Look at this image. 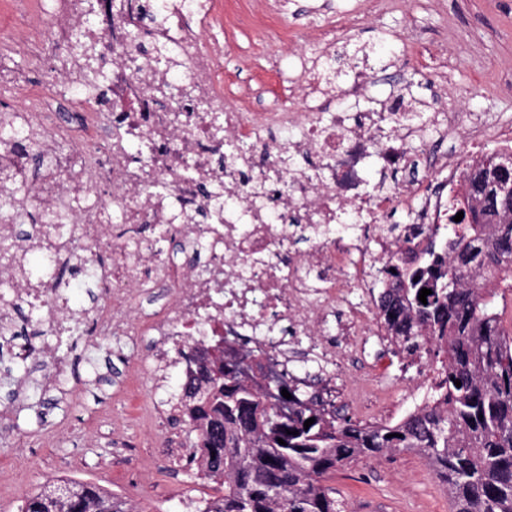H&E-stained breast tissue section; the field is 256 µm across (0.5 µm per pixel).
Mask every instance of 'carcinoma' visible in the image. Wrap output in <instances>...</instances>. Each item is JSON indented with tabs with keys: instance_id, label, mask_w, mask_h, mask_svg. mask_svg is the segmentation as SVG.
<instances>
[{
	"instance_id": "cac0c4a2",
	"label": "carcinoma",
	"mask_w": 512,
	"mask_h": 512,
	"mask_svg": "<svg viewBox=\"0 0 512 512\" xmlns=\"http://www.w3.org/2000/svg\"><path fill=\"white\" fill-rule=\"evenodd\" d=\"M74 59L84 77L95 73L96 44L80 33ZM507 157L512 153L471 166L472 180ZM38 199L30 185L13 191L9 203L51 218L56 229L67 224L68 205L51 209ZM480 199L464 191L470 223L448 227L440 244L439 228L430 229L423 251L377 270L384 337L394 355L421 354L431 366L432 405L393 424L330 417L295 395L286 412L268 402L260 411L261 394L241 379L230 351L219 346L218 360L195 366L210 380L184 383L176 410L196 433L193 463L224 486L205 500V512H347L328 479L358 462L408 451L422 455L448 487L453 512H512V334L495 308L504 296L500 274L512 272V216ZM423 288L432 291L425 304L418 299ZM310 418L315 422L304 427ZM273 486L281 489L277 497ZM55 488L28 495L20 512H129L126 500L95 484L64 478Z\"/></svg>"
}]
</instances>
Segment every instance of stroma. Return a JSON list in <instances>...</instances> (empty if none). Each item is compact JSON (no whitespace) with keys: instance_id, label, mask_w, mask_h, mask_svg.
Masks as SVG:
<instances>
[{"instance_id":"obj_1","label":"stroma","mask_w":512,"mask_h":512,"mask_svg":"<svg viewBox=\"0 0 512 512\" xmlns=\"http://www.w3.org/2000/svg\"><path fill=\"white\" fill-rule=\"evenodd\" d=\"M245 26L221 25L208 16L203 38L224 43L226 103L249 102L266 111L274 83L259 57L272 42L274 20L303 37L302 51L282 47L277 66L307 61L314 86L332 95L324 65L345 76L357 68L387 70L417 105L435 91L461 102L464 116L512 123V0H223ZM51 0H0V53L28 75V90L0 89V102L21 101L45 87L47 63L36 62L28 42H54L38 13ZM370 47L364 61L349 57ZM38 335L14 341L12 380L23 383L19 407L0 427V512H18L25 497L60 478L90 482L124 497L135 512H193L196 501L215 496L217 484L189 459L195 433L176 421L182 395V358L169 352L155 374L127 386L130 370L152 356L151 340L126 336L69 339V370L49 382L52 360L46 322ZM332 482L348 512H451L448 493L423 459L402 452L337 471Z\"/></svg>"}]
</instances>
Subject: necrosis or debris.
<instances>
[{
	"label": "necrosis or debris",
	"instance_id": "obj_1",
	"mask_svg": "<svg viewBox=\"0 0 512 512\" xmlns=\"http://www.w3.org/2000/svg\"><path fill=\"white\" fill-rule=\"evenodd\" d=\"M117 2L112 30L101 38L99 50L109 66V106L88 93L76 104L59 95L56 86L68 74L53 68L44 93L14 107L22 117L18 134L28 135L42 122L52 140L68 144L48 152L41 187L71 172L82 197L68 211L67 246L52 235L45 252L57 268L69 264L74 248L101 257L96 278L104 306L92 316L99 335L152 336L161 348L187 339L202 348L220 341L232 348L245 379L267 399L292 387L302 399H316L333 412L335 387L317 384L299 367L312 360L336 363L335 350L313 337L337 306L353 313L346 355L363 354L373 333L370 283L343 278L346 261L357 258L366 268L405 246L425 244L429 229L448 218L460 170L483 157L487 142L512 150V135L491 130L481 119L461 129L460 114L451 105L435 115L438 140L457 142L458 148L447 156L435 154L433 141L411 119L412 102L403 89L372 98L363 111L345 107V100L372 97L380 80L372 69L339 88L338 104L327 112L300 70L278 78L301 91L289 110L226 106L222 43L203 42L180 16L163 35H142L143 0ZM159 37L181 60L184 83L205 100L206 111H193L178 90L160 92L149 84L145 43ZM147 134L157 137L156 147L131 152L130 142ZM233 143L261 149L262 178L277 191L284 220L255 204L241 169L218 165ZM282 151L306 158L307 166L299 172L280 169L275 157ZM188 159L195 169L187 176ZM414 161L429 167L430 178L423 185H400L398 173ZM371 167L378 179L369 186L365 173ZM207 184L223 189L230 205L207 207ZM397 206L410 211L412 221L392 235L381 218ZM350 210L359 223L343 222ZM144 224L176 236L179 254L153 241L132 244L131 229ZM153 288L167 289L169 302L148 311L141 300ZM22 294L40 310L52 311L53 336L75 335L70 318L59 311L52 279ZM355 294L361 303H352Z\"/></svg>",
	"mask_w": 512,
	"mask_h": 512
}]
</instances>
